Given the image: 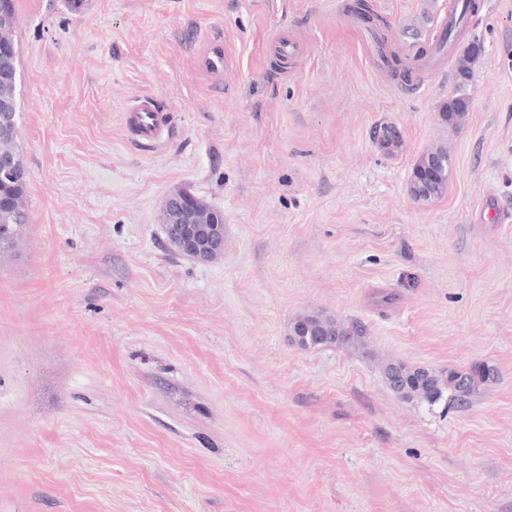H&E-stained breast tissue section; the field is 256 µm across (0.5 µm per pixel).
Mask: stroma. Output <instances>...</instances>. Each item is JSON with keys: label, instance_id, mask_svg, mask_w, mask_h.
<instances>
[{"label": "stroma", "instance_id": "stroma-1", "mask_svg": "<svg viewBox=\"0 0 512 512\" xmlns=\"http://www.w3.org/2000/svg\"><path fill=\"white\" fill-rule=\"evenodd\" d=\"M352 2L16 0L29 220L0 258V512H512V0H475L436 57L451 0H367L409 83ZM215 33L225 86L196 65ZM146 94L177 127L157 151L123 126ZM434 149L448 189L415 200ZM181 190L223 214L218 259L167 241ZM315 311L361 343L296 345ZM389 360L498 378L464 408L406 402ZM479 58L474 55L468 48L462 56H460L455 65V91L454 95L448 100L444 106L442 117L445 121L451 123L460 122L469 107V96L467 88L472 79L473 65Z\"/></svg>", "mask_w": 512, "mask_h": 512}]
</instances>
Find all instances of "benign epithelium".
<instances>
[{"label": "benign epithelium", "mask_w": 512, "mask_h": 512, "mask_svg": "<svg viewBox=\"0 0 512 512\" xmlns=\"http://www.w3.org/2000/svg\"><path fill=\"white\" fill-rule=\"evenodd\" d=\"M21 177L20 167L0 155V184L15 182ZM163 215L170 236L181 238L187 253L199 261L208 260L203 253L207 241L224 238L223 215L202 213L200 202L190 193L178 191L170 195L164 203Z\"/></svg>", "instance_id": "obj_1"}]
</instances>
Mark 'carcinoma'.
I'll return each mask as SVG.
<instances>
[{
  "mask_svg": "<svg viewBox=\"0 0 512 512\" xmlns=\"http://www.w3.org/2000/svg\"><path fill=\"white\" fill-rule=\"evenodd\" d=\"M15 19V3H9L0 11V128L9 130V137L0 139V151L20 157L17 146V49L13 39ZM478 59L467 50L460 56L455 65L454 95L444 106L442 117L451 123L460 122L469 107L467 88L472 79L473 65ZM448 186V174L445 169L437 171L431 186L421 192L410 188L411 195L419 201H429L441 197ZM27 181L14 186L15 200L0 206V253L6 254L14 249L27 214L23 198L26 193ZM293 325H301L306 335L294 336L292 340L300 347H315L333 343L354 342L361 339L358 332L345 326L344 323L321 314H308L298 317ZM398 370L405 378V387H391V390L404 401H424L430 405L437 402L443 394L448 400L463 404L468 398L496 381L494 369L487 365L475 364L467 369H450L446 373L430 369L429 382L417 384L416 379L423 368L405 363L390 362L384 366V374Z\"/></svg>",
  "mask_w": 512,
  "mask_h": 512,
  "instance_id": "cac0c4a2",
  "label": "carcinoma"
}]
</instances>
